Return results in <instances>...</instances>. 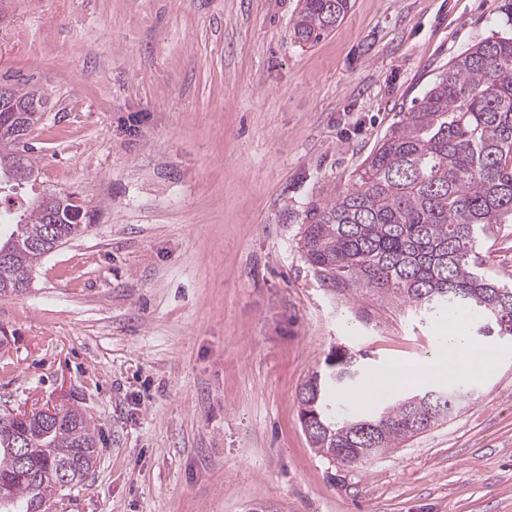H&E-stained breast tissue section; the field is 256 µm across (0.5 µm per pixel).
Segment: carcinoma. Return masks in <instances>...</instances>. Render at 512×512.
Returning a JSON list of instances; mask_svg holds the SVG:
<instances>
[{
	"mask_svg": "<svg viewBox=\"0 0 512 512\" xmlns=\"http://www.w3.org/2000/svg\"><path fill=\"white\" fill-rule=\"evenodd\" d=\"M351 0H300L293 36L301 44L332 33ZM42 96L8 89L0 95V188L10 193L41 178L29 144L44 115ZM87 203L44 188L36 198L0 194V298L19 295L18 274L32 273L55 248L84 234ZM301 250L324 286L393 296L412 310L480 319L481 336L512 339V281L499 278L481 251L512 224V36L494 35L458 55L431 88L391 126L355 170L342 195L306 216ZM357 359L342 353L304 383V422L320 423L312 447L347 463L395 448L448 418L411 406L417 395L370 418L342 425L324 413L326 399L360 381ZM98 435L80 409L45 419L0 410V512H50L58 490L94 470ZM67 471L68 484L60 472Z\"/></svg>",
	"mask_w": 512,
	"mask_h": 512,
	"instance_id": "obj_1",
	"label": "carcinoma"
}]
</instances>
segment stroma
<instances>
[{"label": "stroma", "instance_id": "stroma-1", "mask_svg": "<svg viewBox=\"0 0 512 512\" xmlns=\"http://www.w3.org/2000/svg\"><path fill=\"white\" fill-rule=\"evenodd\" d=\"M501 0H352L314 45L297 0H0V83L45 100V186L85 235L0 298V409L78 407L98 463L61 512H512V343L464 409L348 466L299 391L341 348L417 364L436 318L326 288L306 213L471 45Z\"/></svg>", "mask_w": 512, "mask_h": 512}]
</instances>
